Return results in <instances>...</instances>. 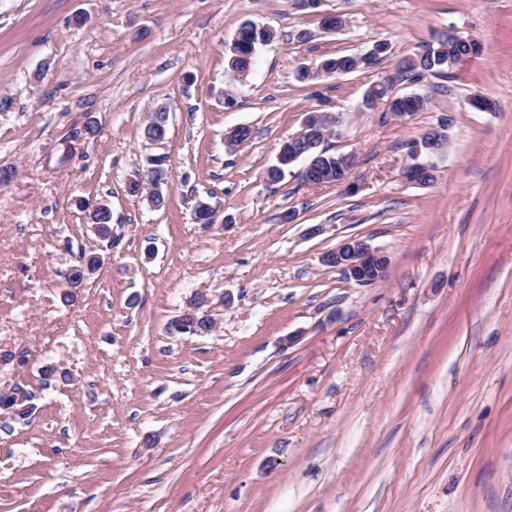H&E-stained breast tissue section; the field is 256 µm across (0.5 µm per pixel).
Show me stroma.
<instances>
[{
	"label": "stroma",
	"instance_id": "obj_1",
	"mask_svg": "<svg viewBox=\"0 0 512 512\" xmlns=\"http://www.w3.org/2000/svg\"><path fill=\"white\" fill-rule=\"evenodd\" d=\"M247 20L276 37L242 78ZM448 31L482 56L401 72ZM379 42L377 64L296 78ZM384 77L428 110L364 108ZM1 100L0 392L31 414L0 411V512H512V0H0ZM321 106L346 115L327 147L355 153L349 179L268 185ZM446 117L435 182L408 180V144ZM238 125L253 138L227 150ZM154 159L160 208L127 191ZM82 200L109 204L111 239ZM350 237L387 252L383 281L322 264ZM84 251L101 265L65 301ZM200 290L218 330L170 333Z\"/></svg>",
	"mask_w": 512,
	"mask_h": 512
}]
</instances>
